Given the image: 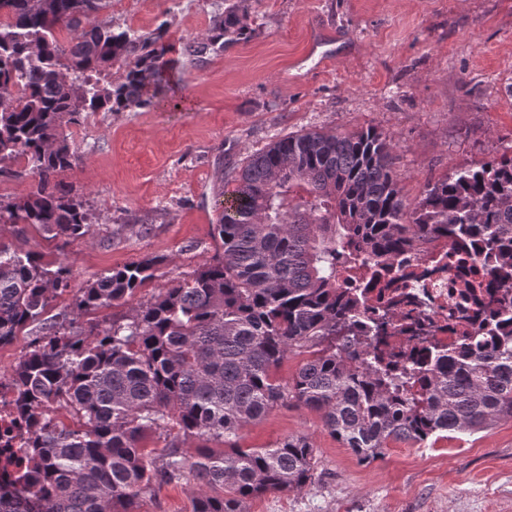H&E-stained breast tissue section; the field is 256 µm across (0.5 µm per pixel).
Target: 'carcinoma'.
Segmentation results:
<instances>
[{
    "mask_svg": "<svg viewBox=\"0 0 512 512\" xmlns=\"http://www.w3.org/2000/svg\"><path fill=\"white\" fill-rule=\"evenodd\" d=\"M108 2L0 0V164L22 159L37 177L0 201V224L48 233L61 249L92 234L83 201L58 180L81 161L62 127L87 112L149 108L167 85L161 32L99 22ZM250 9L251 0H224L207 37L186 41L183 54L201 61L247 39ZM396 149L374 126L309 130L231 165L215 255L104 327L71 332L47 316L71 288V268L0 241V348L39 327L0 376L25 431L0 512H140L188 474L191 512H247L253 499L312 479L305 435L271 448L238 443L244 426L290 403L318 413L361 461L393 441L425 446L512 419V147L428 181L413 202L393 170ZM442 237L474 242L484 269L467 288L489 295L479 308L497 319L406 363L381 340L387 315L357 333L364 294L339 268L392 267ZM162 263L145 255L86 280L73 319L125 302ZM296 351L307 357L284 380L278 368ZM149 434L165 442L157 459ZM178 438L221 447L189 461Z\"/></svg>",
    "mask_w": 512,
    "mask_h": 512,
    "instance_id": "1",
    "label": "carcinoma"
}]
</instances>
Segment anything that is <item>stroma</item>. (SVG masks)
I'll return each instance as SVG.
<instances>
[{"mask_svg": "<svg viewBox=\"0 0 512 512\" xmlns=\"http://www.w3.org/2000/svg\"><path fill=\"white\" fill-rule=\"evenodd\" d=\"M224 0H111L101 20L163 30L171 112H94L66 127L81 164L61 174L93 215L66 249L73 288L144 255L156 278L101 324L192 273L215 253L216 188L225 158L276 138L368 125L398 144L404 195L512 146V0H261L248 41L192 63L184 42L208 32ZM307 436L316 450L299 491L253 499L248 512H512V419L429 447L393 443L360 461L303 407L246 425L239 443L270 448Z\"/></svg>", "mask_w": 512, "mask_h": 512, "instance_id": "obj_1", "label": "stroma"}]
</instances>
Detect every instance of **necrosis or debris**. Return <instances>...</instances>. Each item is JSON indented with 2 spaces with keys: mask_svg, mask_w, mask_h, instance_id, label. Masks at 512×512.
<instances>
[{
  "mask_svg": "<svg viewBox=\"0 0 512 512\" xmlns=\"http://www.w3.org/2000/svg\"><path fill=\"white\" fill-rule=\"evenodd\" d=\"M482 269L480 256L439 239L410 251L402 267L377 275L370 283L367 304L383 311L389 298L403 295L397 313L408 325L422 326L429 338L447 345L474 330L468 320L474 305L464 298L461 282Z\"/></svg>",
  "mask_w": 512,
  "mask_h": 512,
  "instance_id": "obj_1",
  "label": "necrosis or debris"
}]
</instances>
